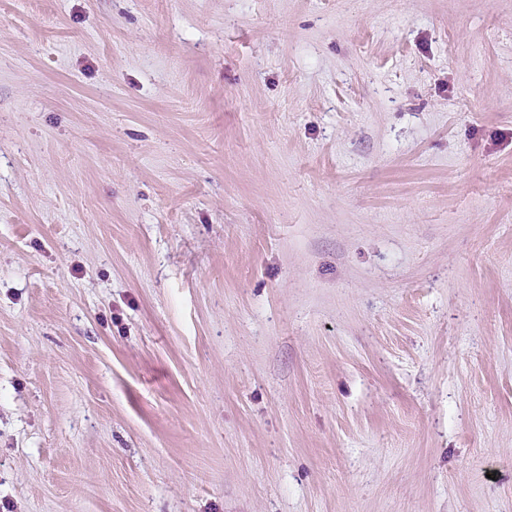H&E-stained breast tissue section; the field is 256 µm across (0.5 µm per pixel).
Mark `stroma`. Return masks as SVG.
I'll return each instance as SVG.
<instances>
[{"label":"stroma","mask_w":512,"mask_h":512,"mask_svg":"<svg viewBox=\"0 0 512 512\" xmlns=\"http://www.w3.org/2000/svg\"><path fill=\"white\" fill-rule=\"evenodd\" d=\"M0 512H512V0H0Z\"/></svg>","instance_id":"1"}]
</instances>
